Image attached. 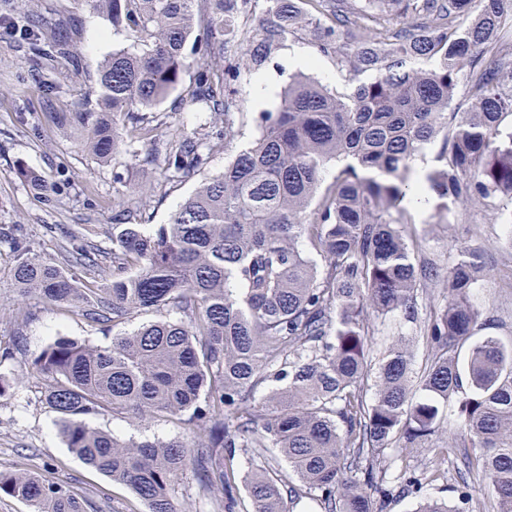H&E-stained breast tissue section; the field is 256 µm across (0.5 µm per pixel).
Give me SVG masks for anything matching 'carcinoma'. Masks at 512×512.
Wrapping results in <instances>:
<instances>
[{"label":"carcinoma","instance_id":"carcinoma-1","mask_svg":"<svg viewBox=\"0 0 512 512\" xmlns=\"http://www.w3.org/2000/svg\"><path fill=\"white\" fill-rule=\"evenodd\" d=\"M141 48L112 52L97 73L98 95H80L55 118L101 162L159 136L148 112L196 68L190 99L213 114L192 134L175 132L165 150L167 177L200 170L234 137L233 85L260 71L280 41L318 30V52L349 72L333 92L312 77L291 78L274 112L257 117L260 135L202 181L170 216L146 231L113 215L112 279L95 253H69L89 272L78 287L54 262L19 257L12 268L22 296L75 306L87 321L118 325L129 315L166 310L152 321L90 346L58 337L37 356L46 399L60 414L70 453L127 486L148 512H175L170 490L187 469L236 512L244 483L247 512H293L316 496L324 512H378L375 460L395 448H423L458 403L457 432L438 451L473 448L465 474L489 481L498 512H512V345L494 336L458 349L485 323L471 292L490 276L481 248L464 242L445 269L416 259L414 223L403 201L423 187L444 202L495 213L512 202V0H384L390 15L356 0H263L253 28L234 23L227 0H84ZM206 28L191 38L199 16ZM397 27L387 26V17ZM411 16L415 22L403 19ZM22 30L35 69L77 70L72 20L26 13ZM246 46L230 60L228 44ZM466 103H457L461 84ZM441 139L439 167L413 178L426 144ZM343 166L324 187L332 162ZM308 242L323 270L305 255ZM442 290L443 312L424 322L432 351L413 376L409 343L399 339L377 369L371 403L361 387L370 371L367 315L418 319V289ZM265 381L278 383L257 396ZM110 413L135 424L181 418L194 443L122 440L88 419ZM288 465L283 472L272 453ZM365 468L354 464L362 454ZM265 464L246 471L242 458ZM0 493L32 512H85L70 490L35 472L0 471Z\"/></svg>","mask_w":512,"mask_h":512}]
</instances>
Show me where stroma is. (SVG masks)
Returning <instances> with one entry per match:
<instances>
[{
	"label": "stroma",
	"mask_w": 512,
	"mask_h": 512,
	"mask_svg": "<svg viewBox=\"0 0 512 512\" xmlns=\"http://www.w3.org/2000/svg\"><path fill=\"white\" fill-rule=\"evenodd\" d=\"M25 8L56 20L73 16L77 20L76 46L82 60L78 71L60 78H46L32 72L27 61L28 44L17 34L19 18L9 0H0V228L21 225L23 245L28 254L51 262H60L61 248L71 232L84 233L88 242L100 251L112 250V208L125 198L127 186L146 182L154 187V197L146 211L137 215L140 224L168 223L176 205L205 178L223 171L235 154L258 137L255 121L258 112L276 109L279 98L258 103L254 77L243 74L235 85L240 113L235 121V137L227 149L215 153L204 170L177 182L169 181L163 164H141L140 154L124 151L107 163L83 152L73 137L61 130L46 104L53 101L69 109L77 94L93 86V77L103 59L112 51L136 45L134 33L113 27L111 19L75 0H26ZM317 36L302 31L287 36L278 45L264 73L277 90H284L297 74L292 66L294 55L316 58L309 73L330 90L347 87L346 72L335 58L317 51ZM194 71H186L181 83L156 108L162 132L181 130L192 133L210 122L211 115L188 104L194 86ZM38 171L48 186L44 194L35 193L16 173L17 162ZM412 234L425 238V257L440 267L453 259L452 243L476 240L486 261L496 264L492 276L483 281L472 296L473 304L486 322L485 335L503 342L512 341V267L502 264L503 243L508 231L503 217L493 216L478 207L443 208L441 200L429 198L426 208L413 209ZM16 252L9 238L0 239V347L12 350L10 358H0V375L11 383L0 396V470H28L42 473L53 481L69 486L83 500L86 512H134L139 503L124 486L73 457L60 434L59 418L44 394V380L32 366L34 358L56 337L81 343L101 345L113 334L134 330L154 321L155 313L135 314L124 323L101 327L87 322L72 309L43 301L37 296L19 297L11 280ZM27 315L23 324L11 318L14 307ZM373 356L381 358L399 337L411 340L414 370H423L429 350L415 324L396 314L387 319H371ZM90 424L114 433L124 440L171 439L192 442L190 425L174 418H157L141 425L104 413L90 417ZM467 449L452 448L439 454L426 448H410L387 453L377 468L390 494L383 512H413L420 497L447 500L461 512H497V500L488 481H481L479 491L464 499L457 477V466ZM408 470L422 474L431 470L444 472V479L425 484L419 494L402 492L397 477ZM176 512H221L218 495L206 490L193 471H185L170 492Z\"/></svg>",
	"instance_id": "35a3bbf8"
}]
</instances>
